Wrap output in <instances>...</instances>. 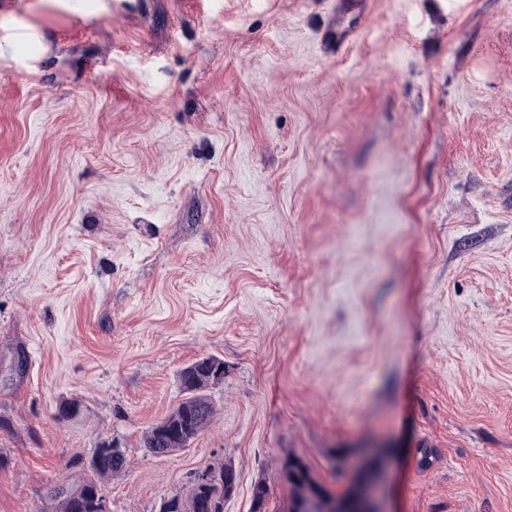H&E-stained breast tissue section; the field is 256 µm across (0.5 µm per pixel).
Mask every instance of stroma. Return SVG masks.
I'll return each mask as SVG.
<instances>
[{
	"label": "stroma",
	"mask_w": 512,
	"mask_h": 512,
	"mask_svg": "<svg viewBox=\"0 0 512 512\" xmlns=\"http://www.w3.org/2000/svg\"><path fill=\"white\" fill-rule=\"evenodd\" d=\"M107 437L111 512L377 445L388 512H512V0H0V512ZM224 381V359L215 355L197 359L178 375L183 398L144 435L143 444L153 456H170L185 448L211 423L215 408L206 390Z\"/></svg>",
	"instance_id": "1"
}]
</instances>
